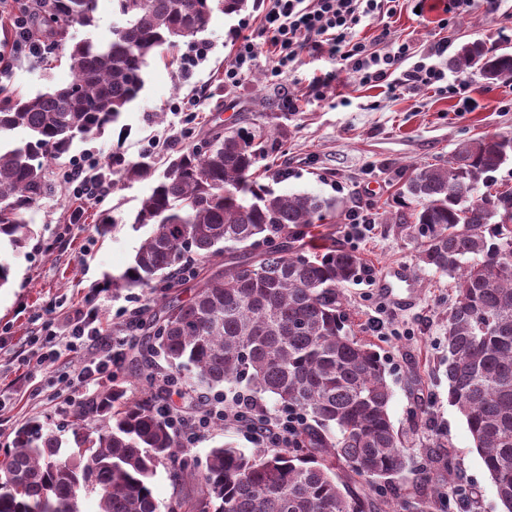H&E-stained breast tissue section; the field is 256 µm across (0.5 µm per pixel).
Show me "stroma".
<instances>
[{
	"mask_svg": "<svg viewBox=\"0 0 512 512\" xmlns=\"http://www.w3.org/2000/svg\"><path fill=\"white\" fill-rule=\"evenodd\" d=\"M448 0H423L414 14L411 0L393 17L363 21L360 37L372 40L382 30L409 40L424 50L438 40L448 42L441 59L449 81L468 80L467 100L424 89L394 93L386 85L362 86L338 72L329 54H303L280 84H269L271 66L263 46V4L241 13L214 11L207 29L178 41L165 57L154 58L144 71V86L120 121L102 132L76 138L68 156L51 161L54 185L27 212L32 235L19 251L0 247V259L12 266V279L0 288V449L9 447L17 428L36 421L61 438L71 436L70 412L92 399L85 388L59 379L52 364L30 360V339L42 326L63 325L77 308L94 306L102 320L114 318L132 300H146L145 290L112 291L109 280L132 261L146 235L132 218L147 196L152 180L124 181L112 172L102 196L76 202L61 181L72 156L90 151L101 161L137 159L145 152L165 159L172 148L195 144L215 128L276 124L284 131L273 169L262 182L277 192H309L337 199L334 219L311 225L308 244L331 236L337 245L355 250L365 271L345 284L341 293L347 325L353 336L386 361L392 397L390 418L412 462L427 454L451 453L453 478L466 489V500H433L431 512H502L491 479L478 455L463 417L448 402L444 348L448 309L455 298L453 279L420 263V241L401 220L412 206L402 198L408 165L447 162L464 141L484 135H512V85L487 82L478 74L456 69L461 45L476 40L487 47L512 45V0H478L461 13L445 12ZM261 52L240 85H224V67L234 53L241 23ZM337 72L328 87H312L314 74ZM65 54L44 59L20 58L9 89L32 96L70 81ZM300 99V109L288 111L286 96ZM198 100L199 112L185 122L181 111ZM83 208L79 223H71L75 208ZM359 214L374 226L354 233L350 219ZM111 223L100 232L102 217ZM402 265L415 280L414 297L403 305L375 286L385 267ZM139 344L126 347L110 388L140 395L141 380L157 371L144 362ZM229 444L252 453L255 442L235 428L212 427L188 448L189 458L205 463L211 448Z\"/></svg>",
	"mask_w": 512,
	"mask_h": 512,
	"instance_id": "stroma-1",
	"label": "stroma"
}]
</instances>
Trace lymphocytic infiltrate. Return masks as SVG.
<instances>
[{"label":"lymphocytic infiltrate","mask_w":512,"mask_h":512,"mask_svg":"<svg viewBox=\"0 0 512 512\" xmlns=\"http://www.w3.org/2000/svg\"><path fill=\"white\" fill-rule=\"evenodd\" d=\"M49 2L25 0L23 10L15 14L12 40L7 51H0V80L9 78L20 56L46 54L48 44L35 37L33 25ZM396 10L397 0H268L264 20L272 55L267 71L269 81L280 83L304 52L325 50L335 55L342 70L359 84L387 81L395 91L426 87L440 95L452 93L454 87L447 74L435 63L447 51V41L441 39L430 45L426 60L421 61L409 42L396 39L380 51L357 37L356 28L364 20ZM98 167L96 158L83 155L64 171L62 178L72 186L76 198L91 200L101 196L104 181L94 174ZM80 342L96 345L100 355L80 368L67 370L66 375L84 388H100L111 381L128 339L106 334L93 308L75 310L62 331L36 338L33 355L37 364H53ZM159 413L186 446L192 445L205 429L230 424L265 447L286 448L296 441L306 422L300 410L273 414L246 393L239 394L230 407L221 400H211L205 413L197 418H186L168 405Z\"/></svg>","instance_id":"lymphocytic-infiltrate-1"}]
</instances>
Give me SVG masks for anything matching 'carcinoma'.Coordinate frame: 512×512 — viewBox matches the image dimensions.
<instances>
[{
    "instance_id": "obj_1",
    "label": "carcinoma",
    "mask_w": 512,
    "mask_h": 512,
    "mask_svg": "<svg viewBox=\"0 0 512 512\" xmlns=\"http://www.w3.org/2000/svg\"><path fill=\"white\" fill-rule=\"evenodd\" d=\"M247 2L112 0L120 30L106 45L69 46L70 83L0 100V136L27 132L0 146V238L15 251L25 246V214L48 186L47 162L117 122L151 58L204 31L214 10L237 14ZM94 12L95 0H51L39 26L63 47L70 27L94 25ZM455 65L512 79V52L481 41L463 45ZM206 142L173 151L160 174L146 154L121 169V178L154 186L133 221L148 235L112 284L149 290L135 326L152 353L190 370L191 390L245 381L302 410L298 445L247 455L222 444L198 474L153 401L116 389L73 411L72 447L40 423L15 432L0 462V512H81L90 494L97 512H158L151 481L160 465L176 486L199 483L171 512H428L433 497L454 492L451 463L436 453L407 468L384 361L345 329L340 288L364 271L361 259L333 240L305 248L308 229L336 200L259 182L257 163L281 148L265 127L217 129ZM511 157V136L486 135L445 164L411 167L404 183L416 203L406 228L422 240L419 261L455 281L448 401L504 512H512V192L490 187ZM240 247L251 254L218 265ZM190 281L194 294L183 301L175 289Z\"/></svg>"
}]
</instances>
